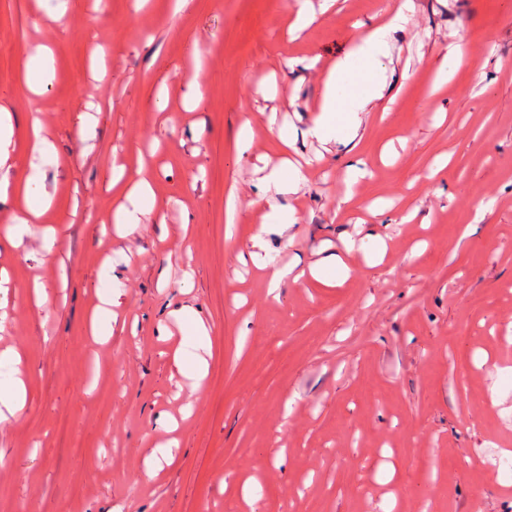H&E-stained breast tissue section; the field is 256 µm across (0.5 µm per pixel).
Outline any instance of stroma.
Returning <instances> with one entry per match:
<instances>
[{
	"label": "stroma",
	"mask_w": 512,
	"mask_h": 512,
	"mask_svg": "<svg viewBox=\"0 0 512 512\" xmlns=\"http://www.w3.org/2000/svg\"><path fill=\"white\" fill-rule=\"evenodd\" d=\"M297 2L187 0L175 14L169 0H52L51 21L40 0H0V110L14 126L0 184L36 171L51 201L12 237L21 211L0 203V351L18 353L10 373L27 392L0 422V512H512V476L487 465L512 450V0H413L384 61L401 93L372 102L355 152L297 141L309 181L284 196L298 222L267 235L269 254L305 268L322 245L370 235L388 253L371 266L352 251L343 285L288 282L274 300L237 260L257 225L258 170L285 150L267 121L306 128L320 68L394 6L310 0L316 20L293 38ZM39 44L54 75L36 94L24 74ZM456 44L469 60L434 88ZM293 57L317 65L289 68ZM88 112L97 125L83 134ZM33 114L56 164L23 143ZM355 154L370 174L341 207ZM141 162L154 211L121 230L112 167ZM233 188L244 206L230 232ZM376 199L395 207L370 216ZM410 206L420 221L402 222ZM110 257L123 286L97 336ZM176 310L209 328L197 388L174 359ZM172 439L173 460L144 481ZM175 441H170L166 445H160L154 451L150 460L146 463L145 469L142 473V477L145 481L153 480L161 469V460L169 463L173 458V447Z\"/></svg>",
	"instance_id": "obj_1"
}]
</instances>
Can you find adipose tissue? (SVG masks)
<instances>
[{"label":"adipose tissue","mask_w":512,"mask_h":512,"mask_svg":"<svg viewBox=\"0 0 512 512\" xmlns=\"http://www.w3.org/2000/svg\"><path fill=\"white\" fill-rule=\"evenodd\" d=\"M412 0H400L395 9L382 20L368 25L358 35L349 51L320 75L321 93L314 108V116L305 130L306 137L322 143L335 142L356 147L358 131L368 105L383 98L387 88L386 67L392 33L405 30L410 21ZM306 175L292 159L285 158L278 165L265 169L258 180L259 195L254 203L262 213L261 222L250 239L248 259L263 270L269 296H276L288 281L300 282L304 277L332 288L341 285L351 269L336 253L323 256L310 265L308 272L294 265L273 264L265 252V236L269 232L285 234L297 222L294 206L278 204V197L297 193ZM112 186L124 199L112 214L113 223L135 230L145 216L151 215L154 192L143 176H125L123 167H115ZM174 318L181 333L175 358L187 376L201 380L207 374L208 364L202 355L209 338L207 326L189 318L184 312H175Z\"/></svg>","instance_id":"ef3b65f1"}]
</instances>
